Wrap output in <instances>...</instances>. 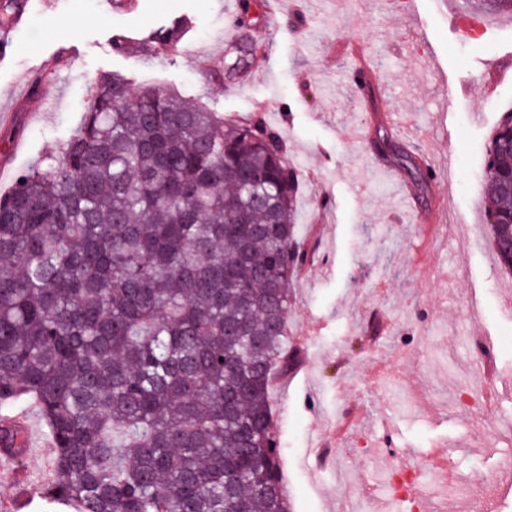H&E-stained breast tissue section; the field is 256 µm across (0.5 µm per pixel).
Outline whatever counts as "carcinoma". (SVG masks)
Masks as SVG:
<instances>
[{"instance_id": "obj_1", "label": "carcinoma", "mask_w": 512, "mask_h": 512, "mask_svg": "<svg viewBox=\"0 0 512 512\" xmlns=\"http://www.w3.org/2000/svg\"><path fill=\"white\" fill-rule=\"evenodd\" d=\"M477 4L512 14V0ZM263 7L238 0L240 21ZM187 32L179 19L116 50ZM254 54L238 45L225 72ZM491 143L490 233L511 271V112ZM297 191L274 130L107 74L77 132L0 195V406H34L49 431L46 512H289L268 396L294 360Z\"/></svg>"}]
</instances>
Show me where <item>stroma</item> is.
Segmentation results:
<instances>
[{"mask_svg": "<svg viewBox=\"0 0 512 512\" xmlns=\"http://www.w3.org/2000/svg\"><path fill=\"white\" fill-rule=\"evenodd\" d=\"M26 25L9 32L0 65V194L80 125L95 78L117 71L135 89L174 88L225 116L261 119L283 138L300 174L296 239L314 255L289 286L288 347L297 361L270 391L290 512H357L391 500L395 467L433 475L423 489L450 512L490 498L512 512V274L495 254L486 209V164L508 107L483 97L501 73L512 94V14H489L466 35L453 14L472 0H266L263 19L228 26L237 0H27ZM191 30L150 60L121 55L114 38H142L172 18ZM435 47L423 64L421 36ZM257 49L247 77L224 72L239 43ZM42 96H24L31 76ZM480 113L473 123L472 113ZM400 113L392 133L422 165L446 169L415 210L400 209L372 135ZM438 209L421 224L417 214ZM493 352L492 382L477 376L476 342ZM39 416L31 446L0 465V512L17 491L43 512L53 448ZM24 483H17L16 470ZM497 471L494 487L472 482Z\"/></svg>", "mask_w": 512, "mask_h": 512, "instance_id": "1", "label": "stroma"}]
</instances>
